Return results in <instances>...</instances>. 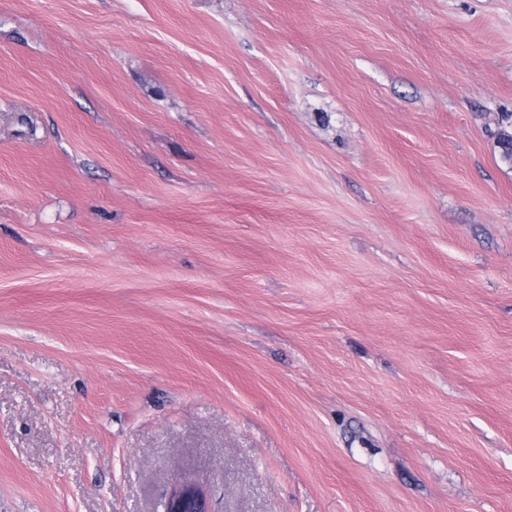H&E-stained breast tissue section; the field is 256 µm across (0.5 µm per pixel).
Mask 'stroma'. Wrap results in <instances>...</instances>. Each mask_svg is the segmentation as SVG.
<instances>
[{
	"label": "stroma",
	"mask_w": 512,
	"mask_h": 512,
	"mask_svg": "<svg viewBox=\"0 0 512 512\" xmlns=\"http://www.w3.org/2000/svg\"><path fill=\"white\" fill-rule=\"evenodd\" d=\"M512 0H0V512H512ZM163 512H211L204 491L192 484L174 488L164 503Z\"/></svg>",
	"instance_id": "obj_1"
}]
</instances>
